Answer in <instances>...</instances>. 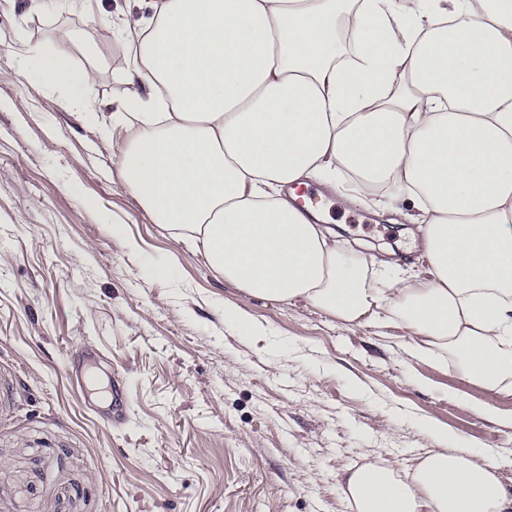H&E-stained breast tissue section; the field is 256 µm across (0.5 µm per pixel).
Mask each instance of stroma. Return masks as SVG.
Returning <instances> with one entry per match:
<instances>
[{
    "label": "stroma",
    "instance_id": "1",
    "mask_svg": "<svg viewBox=\"0 0 512 512\" xmlns=\"http://www.w3.org/2000/svg\"><path fill=\"white\" fill-rule=\"evenodd\" d=\"M27 43L93 67L104 103L129 63L92 13L0 0V512H350L341 469L368 453L415 465L431 422L492 451L512 487V392L405 360L399 326L248 298L174 249L119 176L126 132L103 141L60 90L30 82ZM315 189L342 238L403 257L402 225ZM160 262L169 278H147ZM231 305L264 341L225 325Z\"/></svg>",
    "mask_w": 512,
    "mask_h": 512
}]
</instances>
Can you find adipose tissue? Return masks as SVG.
<instances>
[{
    "instance_id": "ef3b65f1",
    "label": "adipose tissue",
    "mask_w": 512,
    "mask_h": 512,
    "mask_svg": "<svg viewBox=\"0 0 512 512\" xmlns=\"http://www.w3.org/2000/svg\"><path fill=\"white\" fill-rule=\"evenodd\" d=\"M100 24L129 52L112 121L128 133L125 186L246 296L302 301L346 328L394 323L411 359L453 358L512 391V0H152ZM351 35L343 44L337 24ZM32 82L101 117L94 73L31 45ZM323 180L344 207L385 199L424 272L376 273L364 242L300 211ZM398 472L342 471L351 512H512L489 452L449 444Z\"/></svg>"
}]
</instances>
